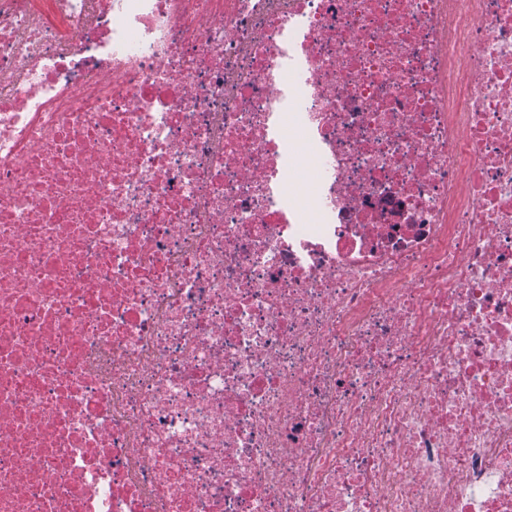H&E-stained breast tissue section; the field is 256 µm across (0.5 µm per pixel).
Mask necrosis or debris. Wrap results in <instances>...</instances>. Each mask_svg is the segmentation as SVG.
I'll return each instance as SVG.
<instances>
[{
  "instance_id": "necrosis-or-debris-1",
  "label": "necrosis or debris",
  "mask_w": 512,
  "mask_h": 512,
  "mask_svg": "<svg viewBox=\"0 0 512 512\" xmlns=\"http://www.w3.org/2000/svg\"><path fill=\"white\" fill-rule=\"evenodd\" d=\"M0 512H512V0H0Z\"/></svg>"
}]
</instances>
